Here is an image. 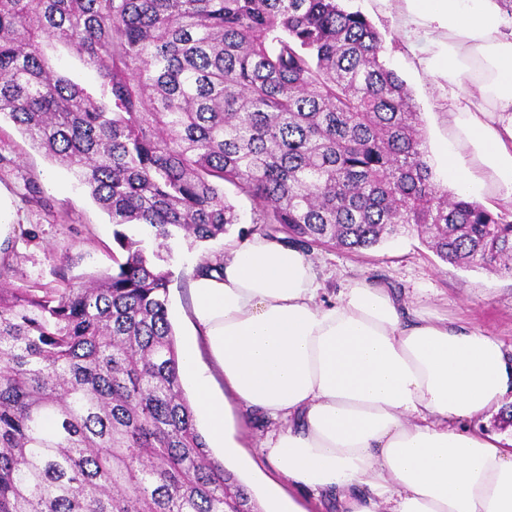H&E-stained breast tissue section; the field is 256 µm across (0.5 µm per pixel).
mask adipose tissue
<instances>
[{"mask_svg": "<svg viewBox=\"0 0 512 512\" xmlns=\"http://www.w3.org/2000/svg\"><path fill=\"white\" fill-rule=\"evenodd\" d=\"M403 2L406 28L443 32L425 66L448 84V181L512 200V33L492 0ZM321 291L304 249L262 235L195 279L179 364L212 448L241 461L232 400L274 422L264 454L289 484L340 512H512V446L469 426L512 394V348L382 286Z\"/></svg>", "mask_w": 512, "mask_h": 512, "instance_id": "adipose-tissue-1", "label": "adipose tissue"}]
</instances>
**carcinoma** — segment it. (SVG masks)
<instances>
[{"mask_svg": "<svg viewBox=\"0 0 512 512\" xmlns=\"http://www.w3.org/2000/svg\"><path fill=\"white\" fill-rule=\"evenodd\" d=\"M344 2L0 0V116L112 217L124 257L0 287V512H262L197 428L160 264L177 237L240 223L226 184L268 237L358 252L414 231L444 262L512 276V214L433 181L383 36ZM222 270L205 252L195 275Z\"/></svg>", "mask_w": 512, "mask_h": 512, "instance_id": "cac0c4a2", "label": "carcinoma"}]
</instances>
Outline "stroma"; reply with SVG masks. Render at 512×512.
I'll list each match as a JSON object with an SVG mask.
<instances>
[{"label": "stroma", "mask_w": 512, "mask_h": 512, "mask_svg": "<svg viewBox=\"0 0 512 512\" xmlns=\"http://www.w3.org/2000/svg\"><path fill=\"white\" fill-rule=\"evenodd\" d=\"M352 9L361 11L384 36L382 57L406 82L423 120L428 145V162L437 182H444L441 149L448 139V116L444 97L446 81L427 73L422 61L428 56L436 31L405 35L401 0H350ZM38 187L36 199L25 200L26 182ZM0 188L12 197L15 206L14 237L7 254L0 257L10 271L7 287L37 285L61 287L63 279L80 278L111 271L112 229L109 216L78 186L70 172L50 160L28 136L8 119L0 120ZM228 199L236 205L241 221L206 250L225 256L229 249L260 233L254 224L249 202L225 186ZM189 241H171L164 266L171 273L168 317L176 339L192 333V293L194 269L202 250ZM69 256L68 268H60V256ZM325 297H334L340 288L359 280L389 288L418 314L448 318L497 336L512 346V276L483 269H466L443 262L417 233L410 232L359 253L340 250L331 244L309 249ZM235 437L245 454L259 467L268 481L277 482L308 512H336L330 500L310 497L308 491L289 487L279 472L261 454L271 427L254 419L242 425L238 406H230Z\"/></svg>", "instance_id": "stroma-1"}]
</instances>
